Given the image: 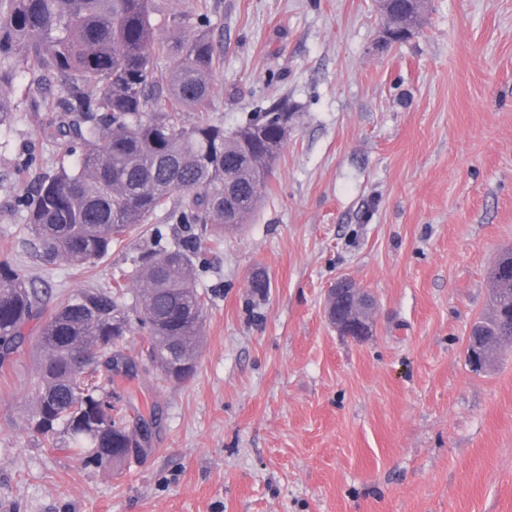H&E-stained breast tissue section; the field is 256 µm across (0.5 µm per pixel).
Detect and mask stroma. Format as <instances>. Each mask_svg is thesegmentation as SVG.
Wrapping results in <instances>:
<instances>
[{
    "mask_svg": "<svg viewBox=\"0 0 512 512\" xmlns=\"http://www.w3.org/2000/svg\"><path fill=\"white\" fill-rule=\"evenodd\" d=\"M208 6L218 93L184 120L231 131L282 99L292 111L257 212L222 242L161 215L88 268L43 266L22 201L75 157L43 142L27 80L9 95L0 261L51 305L128 277L155 232L194 235L207 316L180 382L127 336L144 368L113 389L157 423L119 470L34 436L35 349L0 370V512H512V344L485 370L466 360L512 249V0H427L392 47L379 0ZM343 275L377 300L361 343L324 317Z\"/></svg>",
    "mask_w": 512,
    "mask_h": 512,
    "instance_id": "1",
    "label": "stroma"
}]
</instances>
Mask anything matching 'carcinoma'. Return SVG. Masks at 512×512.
I'll use <instances>...</instances> for the list:
<instances>
[{
    "instance_id": "1",
    "label": "carcinoma",
    "mask_w": 512,
    "mask_h": 512,
    "mask_svg": "<svg viewBox=\"0 0 512 512\" xmlns=\"http://www.w3.org/2000/svg\"><path fill=\"white\" fill-rule=\"evenodd\" d=\"M384 20L418 24L424 5L382 4ZM155 0H0V87L31 78L35 112H59L42 127L49 144L80 143L76 164L39 176L24 199L26 224L41 261L88 265L107 255L157 213L185 224L240 226L258 208L270 165L288 135L278 121L254 132V113L228 134L182 113L208 111L221 64L210 38L207 0L165 20ZM63 92L58 99L44 82ZM180 194L169 206L174 194ZM197 238L169 244L155 233L134 259L140 283L123 294L88 288L43 304L37 289L0 261V367L24 353L29 323L41 320L31 431L50 448L73 452L87 466L117 468L143 453L144 417L130 419L106 386L137 365L120 349L137 320L147 359L170 376L171 358H197L206 305L193 280ZM493 302L477 335L512 336V269L491 271Z\"/></svg>"
}]
</instances>
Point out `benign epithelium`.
Instances as JSON below:
<instances>
[{"mask_svg":"<svg viewBox=\"0 0 512 512\" xmlns=\"http://www.w3.org/2000/svg\"><path fill=\"white\" fill-rule=\"evenodd\" d=\"M375 299L365 288L342 276L328 290L326 316L336 332L357 342L373 335ZM467 359L471 367L481 369L490 362L486 346L476 340L467 344Z\"/></svg>","mask_w":512,"mask_h":512,"instance_id":"benign-epithelium-1","label":"benign epithelium"}]
</instances>
